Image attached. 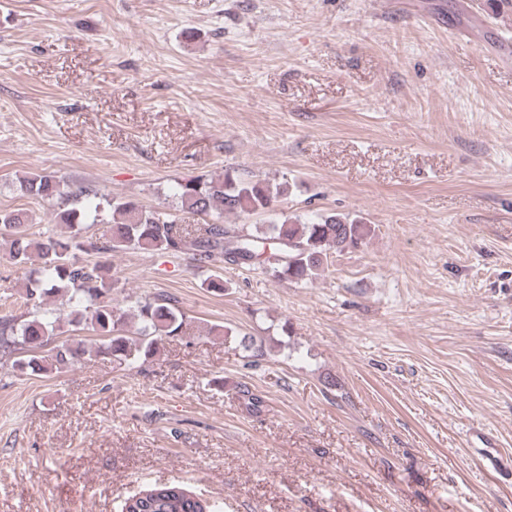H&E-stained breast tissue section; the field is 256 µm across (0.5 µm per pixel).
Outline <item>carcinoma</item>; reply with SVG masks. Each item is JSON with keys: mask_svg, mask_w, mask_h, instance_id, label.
<instances>
[{"mask_svg": "<svg viewBox=\"0 0 512 512\" xmlns=\"http://www.w3.org/2000/svg\"><path fill=\"white\" fill-rule=\"evenodd\" d=\"M17 190L23 196L57 201L56 224L67 229L65 235L48 231L35 236L26 228L23 211L0 208V234L10 236V257L30 307L23 320L0 316V352H22L14 366L33 373L102 354L134 364L154 354L158 337L174 336L183 329L185 313L176 300L162 294L137 303L138 331L134 336L126 334L112 306L110 267L81 263L79 252H190L203 262L258 264L276 278L298 283L317 277L330 252L355 250L371 233L370 225L348 214H279L275 203L284 194L283 185L235 178L228 172L222 178H191L177 184L174 212L109 194L79 207L86 192L74 193L63 180L44 172L18 178ZM180 212L204 216L208 222L200 227L182 224ZM226 214L267 215L269 220L250 233L224 224ZM88 224H105L107 229L89 238ZM51 301L59 307L48 308ZM63 312L69 325L91 330L97 341L88 345L66 340L48 347ZM156 490V486L146 489L147 497L137 501L131 512H219L218 505L179 484L166 486L163 495H152Z\"/></svg>", "mask_w": 512, "mask_h": 512, "instance_id": "obj_1", "label": "carcinoma"}]
</instances>
